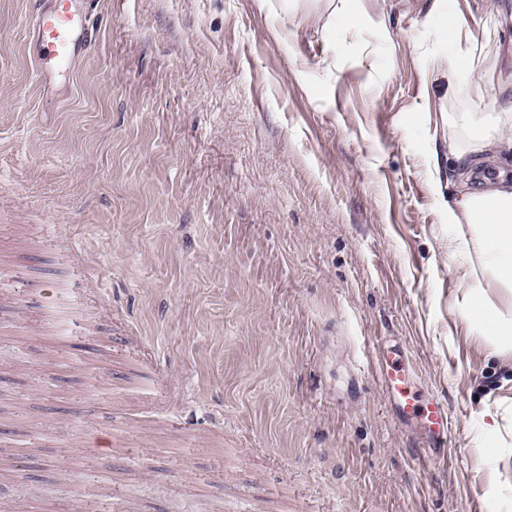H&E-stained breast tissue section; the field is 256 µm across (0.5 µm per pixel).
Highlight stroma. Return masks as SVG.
<instances>
[{
    "label": "stroma",
    "instance_id": "stroma-1",
    "mask_svg": "<svg viewBox=\"0 0 512 512\" xmlns=\"http://www.w3.org/2000/svg\"><path fill=\"white\" fill-rule=\"evenodd\" d=\"M84 7L49 101L36 0H0V512H512V434L483 449L512 369L448 254V115L512 106V0ZM454 21L490 26L495 92L449 96ZM384 342L447 467L367 372ZM404 353L397 344L376 349L370 368L393 410L402 418H415L420 422L427 444L423 448L425 462L439 465L448 461L445 448L451 420L438 400L423 394L405 367Z\"/></svg>",
    "mask_w": 512,
    "mask_h": 512
}]
</instances>
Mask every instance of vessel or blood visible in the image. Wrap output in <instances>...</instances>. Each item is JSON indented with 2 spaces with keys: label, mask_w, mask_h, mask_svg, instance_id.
<instances>
[{
  "label": "vessel or blood",
  "mask_w": 512,
  "mask_h": 512,
  "mask_svg": "<svg viewBox=\"0 0 512 512\" xmlns=\"http://www.w3.org/2000/svg\"><path fill=\"white\" fill-rule=\"evenodd\" d=\"M30 52L42 85H53L71 70L91 43L93 33L83 16L80 0H38L30 20ZM370 368L393 410L402 418H414L427 439L425 462L439 465L448 460L445 446L451 420L447 409L423 394L405 367L404 353L393 344L376 350Z\"/></svg>",
  "instance_id": "vessel-or-blood-1"
}]
</instances>
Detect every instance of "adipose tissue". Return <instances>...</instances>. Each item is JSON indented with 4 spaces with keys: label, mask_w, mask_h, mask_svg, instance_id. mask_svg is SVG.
I'll return each instance as SVG.
<instances>
[{
    "label": "adipose tissue",
    "mask_w": 512,
    "mask_h": 512,
    "mask_svg": "<svg viewBox=\"0 0 512 512\" xmlns=\"http://www.w3.org/2000/svg\"><path fill=\"white\" fill-rule=\"evenodd\" d=\"M489 29L449 26L448 91L470 83L475 94L492 88L496 65L485 47ZM448 150L458 163L463 192L448 207V252L463 255L470 268L461 280L467 321L493 346L512 358V108L494 114L448 115ZM484 167L495 177L474 178Z\"/></svg>",
    "instance_id": "1"
}]
</instances>
